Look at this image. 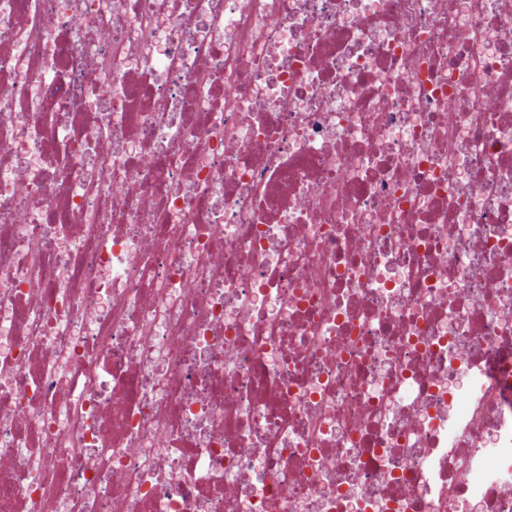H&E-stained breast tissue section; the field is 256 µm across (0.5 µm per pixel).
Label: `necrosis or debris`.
<instances>
[{"label":"necrosis or debris","mask_w":512,"mask_h":512,"mask_svg":"<svg viewBox=\"0 0 512 512\" xmlns=\"http://www.w3.org/2000/svg\"><path fill=\"white\" fill-rule=\"evenodd\" d=\"M0 512H512V0H0Z\"/></svg>","instance_id":"obj_1"}]
</instances>
